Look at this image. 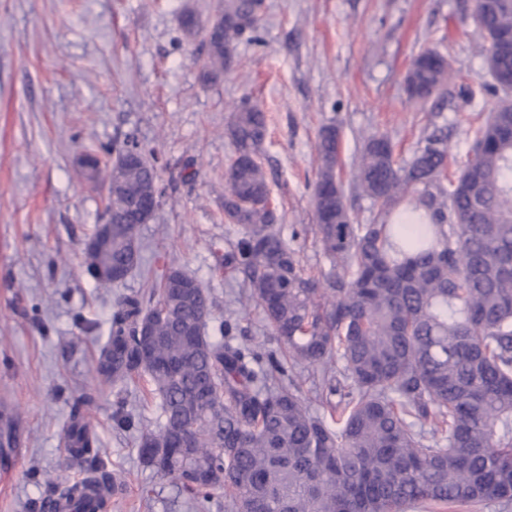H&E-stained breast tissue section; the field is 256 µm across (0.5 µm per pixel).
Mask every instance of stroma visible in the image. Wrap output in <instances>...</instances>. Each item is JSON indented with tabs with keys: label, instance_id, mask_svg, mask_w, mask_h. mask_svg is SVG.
<instances>
[{
	"label": "stroma",
	"instance_id": "stroma-1",
	"mask_svg": "<svg viewBox=\"0 0 512 512\" xmlns=\"http://www.w3.org/2000/svg\"><path fill=\"white\" fill-rule=\"evenodd\" d=\"M219 0H0V411L15 418L0 439V512H36L45 477L71 484L60 443L75 396L94 394L89 420L119 483L106 512H196L170 477L144 466L140 431L155 428V402L118 392L94 357L120 299L147 292L171 263L212 301L207 333L234 317L253 348H277L261 307L240 304L247 287L225 268L239 237L224 218V172L233 154L227 126L241 103L259 105L267 136L258 156L276 228L305 271L331 265L315 233L314 185L321 128L336 125L347 205L355 223L377 215L350 185L361 146L390 139L398 161L434 128L465 161L469 132L501 92L486 66L473 0H264L260 43L239 41L229 69L202 82L205 51L187 38L184 10L211 20ZM443 54L450 80L431 98L409 99L404 78L423 51ZM135 136L154 158L165 190L140 227L142 263L116 288L98 287L84 248L104 220L105 200L79 159ZM134 428L120 429L114 404Z\"/></svg>",
	"mask_w": 512,
	"mask_h": 512
}]
</instances>
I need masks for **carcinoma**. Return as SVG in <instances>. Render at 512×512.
<instances>
[{"mask_svg":"<svg viewBox=\"0 0 512 512\" xmlns=\"http://www.w3.org/2000/svg\"><path fill=\"white\" fill-rule=\"evenodd\" d=\"M258 0H222L207 28L191 12L190 37L203 35L202 79L232 62L236 43L253 42ZM473 21L488 42L496 81H512V0H478ZM449 79L447 59L428 49L406 77L411 99L431 97ZM477 128L468 160L448 168V128L435 129L413 158L398 163L382 135L363 145L354 185L378 206L355 224L339 176L336 127L321 130L313 193L316 234L332 269L315 277L275 229L266 173L257 160L266 115L248 103L231 113L234 154L224 173V216L240 226L229 267L243 275L245 299L262 307L280 352L261 353L236 337L228 318L207 336L211 302L202 284L171 265L148 289L149 306L126 296L112 314L96 371L123 388L145 376L160 420L140 433L139 455L177 480L206 509L224 490L234 512H404L420 503L450 508L512 501V86ZM116 158L112 241L85 270L98 285L141 264L137 194L159 176L146 158ZM155 315L156 342L142 357L140 320ZM321 367L316 390L328 417L313 413L293 378ZM94 397L74 398L62 443L80 449L97 486L111 491L98 440L86 420ZM188 436L211 478L182 450ZM80 505L85 482L52 483L43 502Z\"/></svg>","mask_w":512,"mask_h":512,"instance_id":"cac0c4a2","label":"carcinoma"}]
</instances>
